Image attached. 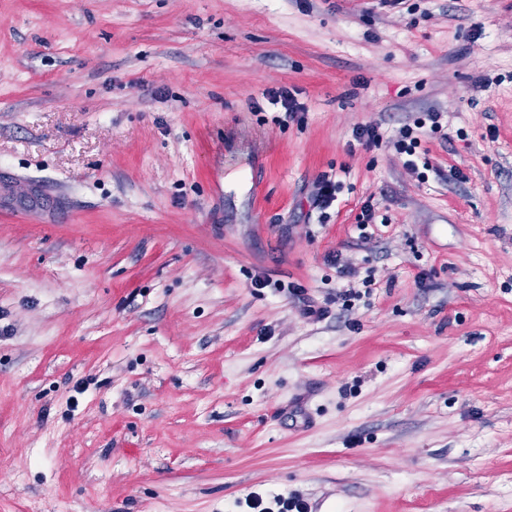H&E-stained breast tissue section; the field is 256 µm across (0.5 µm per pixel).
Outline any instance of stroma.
<instances>
[{"label":"stroma","instance_id":"35a3bbf8","mask_svg":"<svg viewBox=\"0 0 512 512\" xmlns=\"http://www.w3.org/2000/svg\"><path fill=\"white\" fill-rule=\"evenodd\" d=\"M0 174V512H512V0H0ZM298 94H300L298 89L284 86L264 91L262 98L269 105L283 109L288 119H295L298 112L305 110L304 104L300 103L296 97ZM441 116L442 114L435 110L422 112L421 116L413 120V125L405 124L399 129L396 137L389 141L390 147L397 155L406 156L404 166L422 179L425 178V172H419L416 148L420 143L421 135L426 134L427 131L434 134L441 131ZM341 184L336 181V177L323 174L314 184V189L309 197L310 215L312 211L316 210L320 213V218L325 219L327 216L326 210L336 201V194L339 192ZM249 512H305V502L296 496L272 493L264 501L261 496L252 495L245 500Z\"/></svg>","mask_w":512,"mask_h":512}]
</instances>
